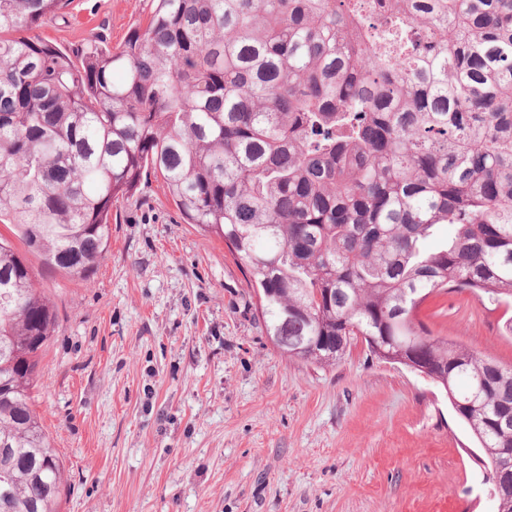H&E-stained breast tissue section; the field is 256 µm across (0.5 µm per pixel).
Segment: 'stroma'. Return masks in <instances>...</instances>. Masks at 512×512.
Wrapping results in <instances>:
<instances>
[{"label": "stroma", "instance_id": "35a3bbf8", "mask_svg": "<svg viewBox=\"0 0 512 512\" xmlns=\"http://www.w3.org/2000/svg\"><path fill=\"white\" fill-rule=\"evenodd\" d=\"M152 9L67 0L35 32L78 55ZM111 228L88 284L25 256L59 321L34 408L66 468L60 512H496L445 392L362 342L328 368L281 356L240 265L162 179L114 204ZM417 318L512 367L502 310L469 292Z\"/></svg>", "mask_w": 512, "mask_h": 512}]
</instances>
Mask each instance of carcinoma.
<instances>
[{
	"mask_svg": "<svg viewBox=\"0 0 512 512\" xmlns=\"http://www.w3.org/2000/svg\"><path fill=\"white\" fill-rule=\"evenodd\" d=\"M65 2L0 0V223L27 251L90 280L112 205L158 174L244 264L283 357L360 340L448 395L484 468L511 456L512 368L416 312L448 289L512 306V0H153L77 59L27 35ZM57 328L0 238V512H58L32 398Z\"/></svg>",
	"mask_w": 512,
	"mask_h": 512,
	"instance_id": "obj_1",
	"label": "carcinoma"
}]
</instances>
